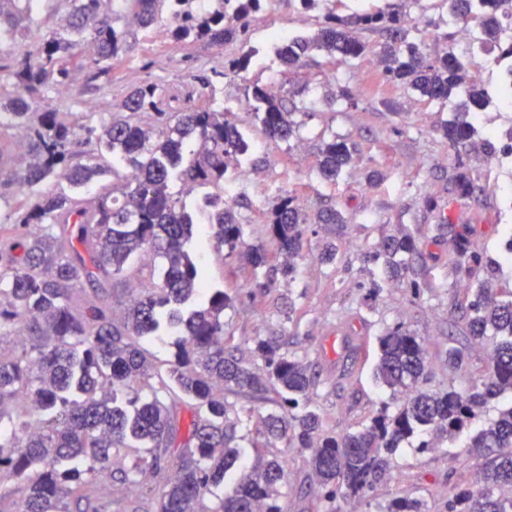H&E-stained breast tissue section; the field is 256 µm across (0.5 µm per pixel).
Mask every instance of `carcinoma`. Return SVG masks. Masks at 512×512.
Listing matches in <instances>:
<instances>
[{
  "label": "carcinoma",
  "mask_w": 512,
  "mask_h": 512,
  "mask_svg": "<svg viewBox=\"0 0 512 512\" xmlns=\"http://www.w3.org/2000/svg\"><path fill=\"white\" fill-rule=\"evenodd\" d=\"M69 2L72 10L63 25L69 37L33 44L11 62L0 57V78L12 87L7 108L26 143L20 167L7 168L0 160V185L29 191L17 204L12 232L0 233V328L20 323L26 340L11 357H0V421L12 426L11 435H0V482L11 480L23 492L19 508L0 507V512H105L108 480L116 473L133 485L147 473L155 479L154 496L139 512H281L280 486L288 484V470L277 456L238 471L232 492L213 508L205 505L239 456L229 446L236 422L229 418L226 390L261 401L276 392L280 412L264 417L257 435L267 445L285 438L288 446L308 453L325 501L365 496L404 442L417 439V447L425 449L472 431L468 447L492 456L491 463L475 483L455 492L448 512H512V400L495 417L483 418L491 401L512 396V290L498 295L494 285L501 266L477 245L473 225L445 218L431 237L398 226L396 234L372 247L370 259L380 267L371 289L377 294L401 282L420 297L423 272L414 260L426 265L433 248L451 237L469 335L488 344L483 373L466 391L428 388L424 340L397 325L379 338L375 372L394 406H383L354 431L324 430L312 407L316 377L308 364L264 339L255 345L264 368L247 367L236 357L224 336V311L234 298L207 282L191 250L192 217L181 193L195 187L224 190L227 160L247 151L232 114L210 101L169 112L156 86L141 85L94 139L81 137L85 126L77 113L31 107L42 92L70 87L74 67L87 69L96 80L112 73L126 53V32L100 10L102 0ZM120 2L146 31L163 26L171 41L222 47L246 34L264 0H217L215 7H189L174 15L168 0ZM448 9L456 25L479 17L477 41L502 57L512 55L503 30L512 0H448ZM31 12L30 0H0V36L17 34ZM382 29L388 38L378 45L358 35ZM313 51L335 63L371 56L386 82L426 99L463 91L474 111L457 113L438 133L456 150L473 145L477 112L484 110L488 93L455 54L445 51L432 59L408 40L400 12H363L349 22L328 10L315 34L289 41L277 55L294 68ZM247 102L255 104L269 137L293 136L295 109L272 88L248 86ZM104 150L119 163L138 157L137 176L121 186L99 185L89 205L61 184L80 189L97 182L105 172L99 163ZM351 158L352 147L333 139L321 149L318 171L334 180ZM48 180L60 186L45 191ZM176 183L182 185L179 192L173 191ZM476 188L469 169L460 165L458 196L468 197ZM345 223L335 208L310 216L295 197H282L268 224L283 257L282 274H292L302 258L307 225ZM212 228L216 244L238 252L252 270L269 264L263 247L244 244L232 206L224 207ZM145 251L159 260L158 278L131 293L118 315L112 289L126 286L131 261ZM190 300L193 309L178 319L185 332L161 371L139 341L157 328L166 306ZM118 389L126 391L132 413L114 406ZM181 405L190 411L187 421L178 412ZM175 446L182 452L174 463ZM387 512H428V507L406 496Z\"/></svg>",
  "instance_id": "cac0c4a2"
}]
</instances>
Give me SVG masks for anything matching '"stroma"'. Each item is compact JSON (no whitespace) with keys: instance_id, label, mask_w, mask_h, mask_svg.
<instances>
[{"instance_id":"obj_1","label":"stroma","mask_w":512,"mask_h":512,"mask_svg":"<svg viewBox=\"0 0 512 512\" xmlns=\"http://www.w3.org/2000/svg\"><path fill=\"white\" fill-rule=\"evenodd\" d=\"M409 37L435 44L437 51H459V43H436L448 30V0H401ZM112 10L120 8L113 0ZM323 10H303L298 0H266L252 22L245 41L216 51L203 42L150 43L144 30L129 28L124 16L115 25L129 28L128 51L112 71L111 80L87 85V74H72L74 88L84 96L47 93L43 105L83 115L89 128H101L136 86L153 83L185 107L189 92L198 90L195 75L209 78L218 99L236 115L247 143L246 154L229 161L226 180L238 169L251 172L230 196L247 244L273 250L266 212L284 195L297 196L307 213L332 207L347 218L343 224L310 225L304 240L303 260L293 278L276 275L275 288L259 293L246 277L236 256L217 250L212 237L199 241V258L212 285L234 296L224 312L225 329L234 338L246 364L262 367L255 338L286 342L295 356L308 363L319 380L313 406L326 430L343 433L368 424L384 404L388 389L377 385L372 371L378 338L396 324L408 326L425 341L433 377L431 388L467 389L486 366L487 351L472 339L460 309L461 295L452 270V243H444L437 260L428 262L427 286L422 298L409 289L393 287L380 294L369 290L365 253L397 225L433 235L443 216L452 223L476 225L479 245L497 253L506 231L512 230V163L502 153L473 150L465 154L448 146L437 134L451 119L461 98L429 101L416 92L386 84L377 65L360 58L332 65L321 53L310 54L301 66L288 70L279 61L273 34L308 36L318 27ZM251 52L242 75L224 71V60ZM271 86L297 112L293 137L281 141L264 134L259 120L245 102L247 84ZM355 96L348 102L341 89ZM339 137L354 145L353 161L330 182L317 170L320 150ZM465 163L480 187L469 198L453 191L458 163ZM380 170L383 181L368 186L366 176ZM500 191H490V183ZM337 246L334 263H319L324 242ZM272 451L288 463V484L282 487L283 512H386L393 499L410 495L424 499L430 512H448L457 488L471 484L488 458L474 448H441L424 452L400 448L390 461L389 474L376 482L364 498L316 502L317 482L306 452L276 442Z\"/></svg>"}]
</instances>
